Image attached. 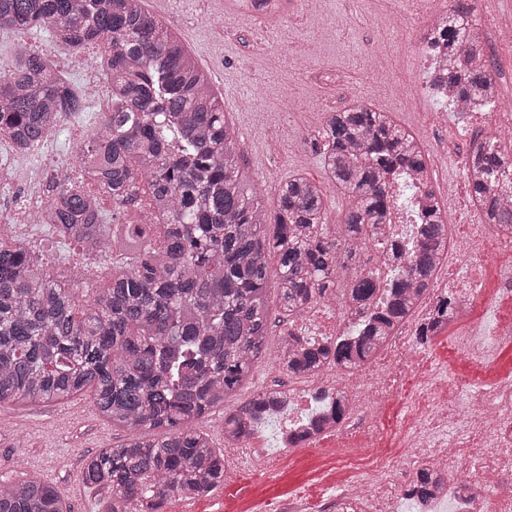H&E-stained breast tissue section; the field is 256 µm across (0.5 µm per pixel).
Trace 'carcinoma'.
<instances>
[{
	"label": "carcinoma",
	"instance_id": "1",
	"mask_svg": "<svg viewBox=\"0 0 512 512\" xmlns=\"http://www.w3.org/2000/svg\"><path fill=\"white\" fill-rule=\"evenodd\" d=\"M472 12L469 0H453L423 39L448 51L437 85L464 107L494 84V65L457 63L481 43ZM45 26L75 50L104 44L112 108L78 145L84 182L55 186L35 221L78 243L89 260L112 258V277L110 287L93 290L85 264L55 273L42 244L0 241V404L92 390L99 414L127 438L87 458L82 482L111 490L104 512H157L173 497L195 500L224 481V455L196 421L241 388L264 353L270 258L284 314L308 312L337 285L341 309L368 311L353 338L344 330L298 350L282 338L284 368L305 379L381 353L432 282L448 251V224L416 136L365 102L330 113L317 147L328 181L347 201L344 222L327 224L323 187L300 175L265 205L240 170L235 128L211 81L144 0H0V30L18 40L0 64V142L16 151L37 150L60 115L83 111L80 93L26 47ZM475 142L466 158L473 196L486 223L512 230V200L497 196L512 170V145L482 134ZM399 175L415 183L426 206L417 248L389 242L395 262L380 294L364 255L383 236L394 204L389 178ZM143 182L156 209L137 222L119 219L139 210ZM80 295L86 304L78 317ZM455 314L453 295L441 293L418 343ZM280 395L257 391L224 413V442L245 433L242 416L260 419ZM443 479L423 467L407 496L426 501ZM0 512L64 510L56 488L31 476L0 482Z\"/></svg>",
	"mask_w": 512,
	"mask_h": 512
}]
</instances>
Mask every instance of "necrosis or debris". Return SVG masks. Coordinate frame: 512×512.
<instances>
[{
	"instance_id": "necrosis-or-debris-1",
	"label": "necrosis or debris",
	"mask_w": 512,
	"mask_h": 512,
	"mask_svg": "<svg viewBox=\"0 0 512 512\" xmlns=\"http://www.w3.org/2000/svg\"><path fill=\"white\" fill-rule=\"evenodd\" d=\"M457 193L468 200V237L460 248L449 250L441 267L461 264L465 251L478 255L479 261L491 248L511 251L512 232H495L488 224L478 223L480 210L470 199L467 175H459ZM479 261L454 287L460 303L470 302L481 288ZM430 311V304H420L412 321L406 322L384 353L370 363L352 370H326L307 378L302 388H286L277 410L278 447L290 450L292 437L304 432L308 444L333 453H340L350 443L358 455L377 457L375 416L400 372L419 367L416 327L427 320ZM503 341H512V329L490 324L456 338L458 348L479 362L492 360L497 344ZM424 390L427 405L412 411L405 422L407 455L371 469L334 492L337 512H393L398 485L409 482L412 473L424 466L443 472L463 467L477 480L447 482L432 501L418 504L411 512H466L462 503L472 494H485L501 481L512 479V378L489 388L461 390L452 387L446 374L436 373L425 381ZM340 392L348 399V412L340 422L327 421L328 403Z\"/></svg>"
}]
</instances>
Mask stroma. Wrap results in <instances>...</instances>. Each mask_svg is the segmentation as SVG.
Returning a JSON list of instances; mask_svg holds the SVG:
<instances>
[{
    "label": "stroma",
    "instance_id": "obj_1",
    "mask_svg": "<svg viewBox=\"0 0 512 512\" xmlns=\"http://www.w3.org/2000/svg\"><path fill=\"white\" fill-rule=\"evenodd\" d=\"M177 32L201 69L212 78L224 114L237 131L239 162L264 203H272L282 183L303 175L323 184L328 221L342 223L346 203L328 186L311 141L321 131L328 113L344 109L359 98L380 112L392 115L399 125L412 129L423 144L438 143L452 154L449 177H457L456 157L466 155L465 142H453L450 132L458 120L471 130L484 129L478 115L449 113L432 115L425 102L401 99L393 89L416 80L415 66L399 68L372 79L362 52L379 41L380 29L390 32L387 47L409 52L422 48L420 27L427 14L421 0H357L350 15H343L340 0H321L319 10L303 14L300 0H288V10L276 19L256 18L244 12L237 0H155L149 7ZM28 44L61 71L65 80L79 84L82 72L76 54L57 43L49 29L28 36ZM96 119L89 112L67 116L64 129L51 141L25 157L13 158L9 181H0V210L13 207L22 193V169L32 165L45 186L63 181L76 164V143L70 129H91ZM496 255L486 265L482 292L465 314L449 321L443 335L421 347L425 369L447 370L451 383L467 388L487 386L512 377V342L501 343L488 365L473 363L452 339L465 323L485 324L495 316L502 324L512 322V297L498 294L495 267L511 260ZM270 330L265 362L278 360L280 338L299 329L302 319L288 321L279 312L276 274L268 276ZM298 385L286 372H265L255 366L244 387L218 408L200 419L216 448L224 446V411L238 406L254 392L275 383ZM420 387L418 376L406 374L396 384L376 418L384 453L398 456L406 413ZM126 433L112 427L96 410L91 393L74 395L60 402L23 405L0 404V477L21 480L36 474L51 482L70 512H101L109 497L104 489H90L80 479L85 458L120 444ZM370 459L310 448L282 455L273 469L245 462L236 478L224 485L225 505L230 512H251L254 501L273 500L283 512L289 499L298 497L307 512H336L325 495L326 488H340L365 472Z\"/></svg>",
    "mask_w": 512,
    "mask_h": 512
}]
</instances>
